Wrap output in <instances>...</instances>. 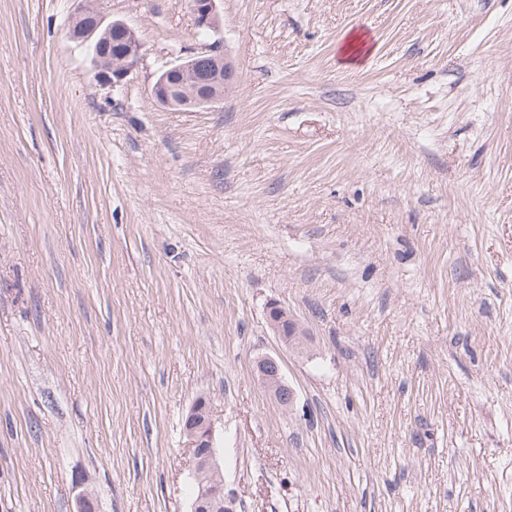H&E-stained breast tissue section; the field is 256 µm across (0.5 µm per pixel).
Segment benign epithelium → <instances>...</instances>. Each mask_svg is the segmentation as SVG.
Wrapping results in <instances>:
<instances>
[{"label":"benign epithelium","mask_w":512,"mask_h":512,"mask_svg":"<svg viewBox=\"0 0 512 512\" xmlns=\"http://www.w3.org/2000/svg\"><path fill=\"white\" fill-rule=\"evenodd\" d=\"M218 2L220 0H189L196 29L219 31L221 16ZM112 31L120 34L124 42L123 52L114 56L102 51V43ZM68 33L73 39L97 44L93 66L100 77L112 85L125 81L140 62L142 44L137 33L121 20L105 22L86 3L71 16ZM234 81L232 63L224 56L220 43L215 42L202 45L199 50L161 71L153 93L160 104L170 109L191 111L222 103ZM257 372L271 399L284 409L293 408L296 394L285 382L279 361L265 356L258 361ZM183 430L186 447L191 453V475L200 485V495L193 499L191 512H214L218 508L224 512H235V500L224 493L208 399L199 397L192 403L185 415ZM74 488L77 491V512H94L93 497L85 487V479H76Z\"/></svg>","instance_id":"1"}]
</instances>
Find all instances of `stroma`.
<instances>
[{"instance_id": "stroma-1", "label": "stroma", "mask_w": 512, "mask_h": 512, "mask_svg": "<svg viewBox=\"0 0 512 512\" xmlns=\"http://www.w3.org/2000/svg\"><path fill=\"white\" fill-rule=\"evenodd\" d=\"M79 5L0 0V512H190L201 396L237 512H512V0H221L192 112L188 0H94L117 86ZM113 31L122 36L110 34ZM69 36L83 42L97 44L92 63L100 77L107 83L117 85L125 81L136 69L141 59L142 44L137 33L121 20L106 23L89 4L83 3L70 18ZM110 34L106 49L112 54L124 45L123 52L113 55L102 52V43ZM364 33L352 31L345 39L344 45L339 49L340 63L344 65L361 62L368 53L366 51L367 40ZM232 63L220 43L203 44L184 59L161 71L154 83L156 100L173 110L191 111L224 101L234 85ZM256 367L262 385L271 399L281 408L292 409L296 394L285 382L279 361L275 357L265 356L258 361Z\"/></svg>"}]
</instances>
